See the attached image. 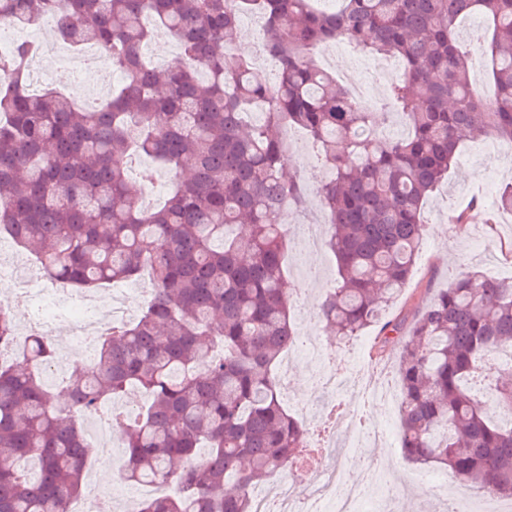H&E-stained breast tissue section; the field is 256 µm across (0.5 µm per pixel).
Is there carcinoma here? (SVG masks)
<instances>
[{
	"label": "carcinoma",
	"instance_id": "carcinoma-1",
	"mask_svg": "<svg viewBox=\"0 0 512 512\" xmlns=\"http://www.w3.org/2000/svg\"><path fill=\"white\" fill-rule=\"evenodd\" d=\"M0 0V29L63 18L54 36L74 52L93 44L120 87L84 109L31 87L37 48L0 54V238L38 259L59 285L92 289L148 272L153 297L133 322L98 342L97 359L47 385L40 366L56 343L31 334L21 356L0 361V512H68L89 457L77 415L108 407L124 433L122 478L172 482L139 512H254L252 491L286 471L307 432L281 403L274 376L299 339L293 289L283 287L288 231L280 212L303 203L307 182L288 174L284 137L306 132L331 177L316 185L338 268L318 316L350 341L379 327L399 337L401 446L479 491L512 497V429L475 398L490 390L512 413V375L489 368L512 350V278L486 276L462 258L410 330L380 322L407 284L426 235L422 209L448 177L467 137L512 140V0ZM482 14L476 41L493 96L470 78L456 21ZM243 14L262 18L259 54L270 74L229 53ZM162 28L180 53L158 67L138 54ZM346 41L393 56L401 75L374 109L312 55ZM394 108L408 132L382 125ZM137 155L175 175L173 191L145 208L127 177ZM194 166L180 175L183 159ZM0 309V341L13 340ZM149 403L115 406L132 390Z\"/></svg>",
	"mask_w": 512,
	"mask_h": 512
}]
</instances>
